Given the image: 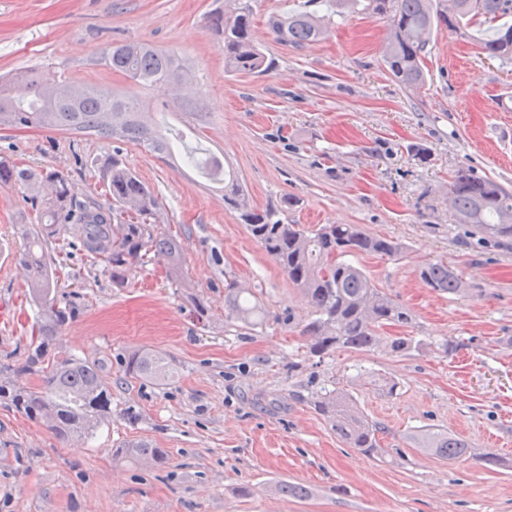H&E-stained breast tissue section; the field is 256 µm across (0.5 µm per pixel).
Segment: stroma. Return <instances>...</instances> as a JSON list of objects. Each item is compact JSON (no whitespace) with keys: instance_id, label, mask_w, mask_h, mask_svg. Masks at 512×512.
<instances>
[{"instance_id":"35a3bbf8","label":"stroma","mask_w":512,"mask_h":512,"mask_svg":"<svg viewBox=\"0 0 512 512\" xmlns=\"http://www.w3.org/2000/svg\"><path fill=\"white\" fill-rule=\"evenodd\" d=\"M224 0H0V76L36 68L75 84L137 95L154 124L188 146L223 154L255 209L280 208L288 224H359L398 242L391 259L356 257L373 283L414 322L384 328L416 348L333 350L313 356L312 309L213 187L182 158L95 135L0 130V157L62 173L81 201L105 204L103 179L121 160L150 187L159 231L181 240L185 283L159 257L113 284L82 247L81 225L50 238L63 300L78 310L62 328L65 353L102 363L112 418L83 445L0 406V512H512V241L456 223L448 203L457 172L512 190V58L481 50L478 29L439 26L426 81L406 89L388 72L385 18L356 12L301 48L276 41L267 17L324 14L318 0H253L254 31L274 62L263 75L224 67V43L207 26ZM138 41L171 51L192 70L203 115L98 65L105 48ZM292 199L283 207L284 199ZM26 190L0 184V362L21 361L34 310L17 260L21 227L38 224ZM458 269L468 294L428 288L421 267ZM236 281L264 304L266 322L241 328L224 312ZM207 306L193 313V299ZM453 344L444 353L442 343ZM148 349L175 369L158 386L125 375L123 360ZM396 390H388V383ZM342 388L381 423L378 453L344 443L314 408ZM138 413L129 422L126 410ZM471 444L448 463L415 443L422 430ZM168 451L165 464L112 451L137 439ZM494 452L498 463L480 456ZM306 486L305 499L276 492Z\"/></svg>"}]
</instances>
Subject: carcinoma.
<instances>
[{
    "instance_id": "obj_1",
    "label": "carcinoma",
    "mask_w": 512,
    "mask_h": 512,
    "mask_svg": "<svg viewBox=\"0 0 512 512\" xmlns=\"http://www.w3.org/2000/svg\"><path fill=\"white\" fill-rule=\"evenodd\" d=\"M234 2L233 9L209 16L210 28L224 40V64L233 73L263 74L270 69L271 60L255 39L251 0ZM328 5L336 8V16L341 18L360 5L387 18L383 60L392 76L409 89L425 82L426 49L439 22L455 30L484 26L483 53L489 57L512 55V24L506 21L512 17V0H328ZM267 25L278 41L293 47L320 41L327 31L323 20L307 11L273 13ZM99 64L142 86L168 89L174 81H191L174 54L147 43L114 44L105 50ZM66 85L64 80L33 70L0 81V129L94 132L146 147L161 158L179 150L182 135L146 123L135 95L89 87L82 98L69 102L62 97ZM0 183L31 191L51 187V194L40 200V218L45 225L25 230V248L19 253V261L30 273L28 295L37 319L25 359L18 365L0 362V404L30 420L53 415L52 431L61 439L78 433L88 436L112 416V392L99 365L57 351L58 336L73 309L57 304L58 277L46 243L59 225L76 222L84 227V250L105 263L113 284H127L137 266L153 254L166 258L169 278L183 286L182 242L158 231L151 222L159 205L157 197L116 158L106 174V192L111 197L106 206L74 200L67 180L57 170L23 168L4 157L0 158ZM222 183L224 201L313 308V318L302 329L310 339L311 353L320 356L334 349L370 352L380 348L402 353L411 348L412 339L406 336L383 342L379 330L411 323L412 313L348 260L360 254L395 257L401 252L399 243L373 236L358 224H325L315 230L285 224L276 209L252 208L235 180ZM450 195L458 223L471 224L500 242L512 240V192L490 179L460 171ZM420 278L442 294L462 296L468 292L461 274L443 261L423 265ZM224 310L227 316L249 325L261 316V308L234 282L225 284ZM17 372L38 376L40 385L19 384L14 379ZM125 372L163 384L173 370L170 363L143 350L128 358ZM315 406L350 447L366 453L377 451L383 427L369 420L348 393L332 390L319 396ZM418 444L421 450L451 462L471 455L468 442L446 432L423 431ZM113 455L137 462L147 458L159 465L166 462L167 450L140 440L115 449Z\"/></svg>"
}]
</instances>
